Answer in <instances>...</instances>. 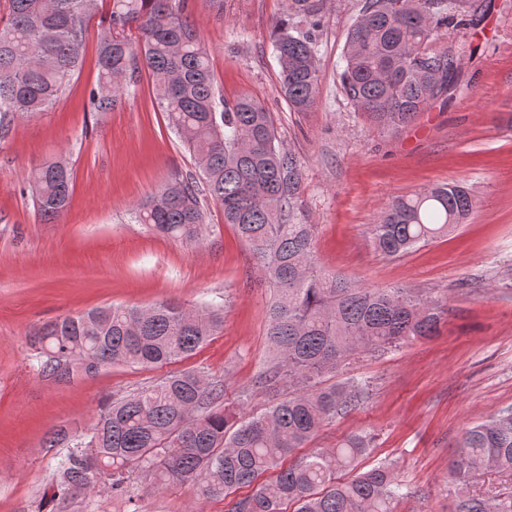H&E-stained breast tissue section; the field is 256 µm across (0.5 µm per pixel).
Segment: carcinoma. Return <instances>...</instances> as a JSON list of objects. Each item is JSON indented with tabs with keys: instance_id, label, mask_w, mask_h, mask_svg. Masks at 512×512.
Wrapping results in <instances>:
<instances>
[{
	"instance_id": "obj_1",
	"label": "carcinoma",
	"mask_w": 512,
	"mask_h": 512,
	"mask_svg": "<svg viewBox=\"0 0 512 512\" xmlns=\"http://www.w3.org/2000/svg\"><path fill=\"white\" fill-rule=\"evenodd\" d=\"M7 2L8 19L0 22V130L16 115L53 107L82 63L87 22L97 4ZM324 5L325 0H283L275 23L280 91L297 112L311 110L319 99ZM186 10L187 0H112L90 100L99 112L112 109L131 93L132 77L148 70L156 106L193 154L197 171L161 186L138 207L137 221L192 243L205 224L200 196L221 206L224 223L273 288L266 325L273 356L263 364L259 383L288 394L258 414L242 416L218 407L224 389L206 372L179 371L111 400L87 428L51 433L50 444L69 448L57 461L55 512L82 491L124 496L136 472L150 475L159 488L190 483L203 499L254 487L231 512H285L286 505L293 512H396L406 493L393 466L355 470L372 448V435L355 433L332 450L306 456L293 453L369 398V384L362 380L325 386L321 378L366 350L436 335L440 306L403 288H369L318 267L316 225L309 221L299 160L280 148L274 120L259 101L222 97ZM475 13L472 0H364L346 34L342 94L355 111L385 126L409 124L430 102L448 95L460 70V56L448 48L430 49V40L471 23ZM72 180V169L62 161L33 174L31 196L42 222L65 215ZM475 205L470 192L454 183L397 197L373 225L372 244L389 257L406 254L448 236ZM223 327L215 305H109L41 326L30 345L39 375L64 381L117 363H177ZM487 468L512 474V406L466 428L448 465L452 480L462 485ZM267 474L272 478L265 481ZM455 512H512V494H462Z\"/></svg>"
}]
</instances>
